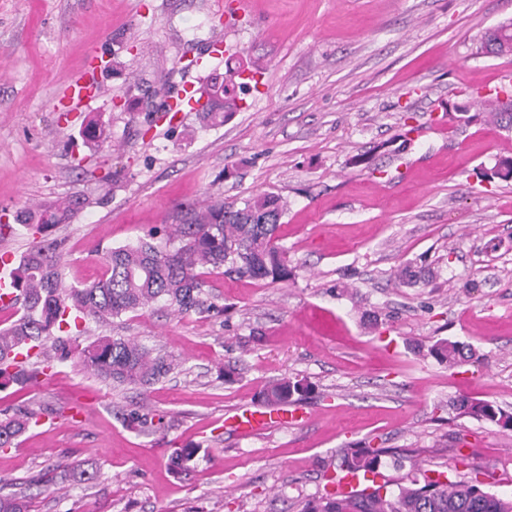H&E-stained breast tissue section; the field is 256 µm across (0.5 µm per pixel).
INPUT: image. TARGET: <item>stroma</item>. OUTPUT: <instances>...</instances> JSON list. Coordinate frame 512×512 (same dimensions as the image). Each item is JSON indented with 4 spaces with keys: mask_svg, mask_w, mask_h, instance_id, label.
<instances>
[{
    "mask_svg": "<svg viewBox=\"0 0 512 512\" xmlns=\"http://www.w3.org/2000/svg\"><path fill=\"white\" fill-rule=\"evenodd\" d=\"M0 0V254L36 237L19 211L88 198L56 239L67 282L106 273V248L161 231L185 205L262 193L287 198L279 241L295 276L269 284L207 277L216 311L163 306L84 321L86 343L132 336L177 366L148 387L112 388L74 362L39 384L0 389V411L43 408L18 447L0 449V492L30 512H300L354 446L398 448L387 481L412 463L468 476L512 497V430L463 416L453 401L512 413V127L480 100L512 90V55L481 47L512 0ZM221 44L251 62L257 87L220 126L167 112L195 62ZM105 100L54 110L89 55ZM107 137L85 146L94 116ZM418 278L399 279L404 267ZM440 339L480 356L454 368L428 356ZM237 371L225 382V366ZM283 377L310 383L305 424L250 437L224 430L261 408ZM163 416L128 427L125 410ZM199 447L187 476L173 449ZM97 472L73 476L71 464ZM51 473L47 485L34 484Z\"/></svg>",
    "mask_w": 512,
    "mask_h": 512,
    "instance_id": "1",
    "label": "stroma"
}]
</instances>
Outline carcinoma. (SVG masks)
<instances>
[{"label":"carcinoma","instance_id":"obj_1","mask_svg":"<svg viewBox=\"0 0 512 512\" xmlns=\"http://www.w3.org/2000/svg\"><path fill=\"white\" fill-rule=\"evenodd\" d=\"M482 48L495 56L512 54V20L488 30ZM240 72L238 65L228 70L227 78L207 81L202 94L209 108L201 113L206 123L222 125L226 113L237 108V90L244 87L235 82ZM482 108L493 121L512 123V102L495 97L483 101ZM104 136L102 122L86 123L83 137L87 143L95 144ZM75 205L74 200L41 204L21 216L22 226L43 234L67 223ZM287 211V201L274 193L250 197L238 208L218 201L186 206L174 229L165 231V245L156 244L157 234L152 233L135 244L109 248L105 252L107 276L82 286L64 279L54 243L39 241L15 267V304L20 316L0 329V388L36 383L47 375V369L72 359L115 388L146 387L161 381L175 369L173 357L123 336H102L84 346L64 329L67 318L75 312L84 319L109 322L158 302L182 316L209 312L215 305L205 292L206 275L219 270L238 279L287 282L294 277V267L277 236ZM428 354L453 366L469 361L476 352L458 341L441 339L429 346ZM311 391L309 384L288 378L265 388L261 399L269 407L281 408ZM456 407L462 415L512 430V415L489 402L464 399ZM39 420L40 412L29 407L1 419L0 448L18 445L19 437ZM123 420L157 429L163 418L133 408L123 414ZM198 452L197 447L173 449L172 470L189 473ZM341 454V464L328 478L330 483L341 482L349 473L378 474L386 450L357 446L344 448ZM478 475L474 468L468 479L450 480L442 472L432 477L415 469L395 491H386V481L367 484L344 499L331 495L309 499L301 512H512V499L485 490ZM0 512H28V502L14 494H0Z\"/></svg>","mask_w":512,"mask_h":512}]
</instances>
